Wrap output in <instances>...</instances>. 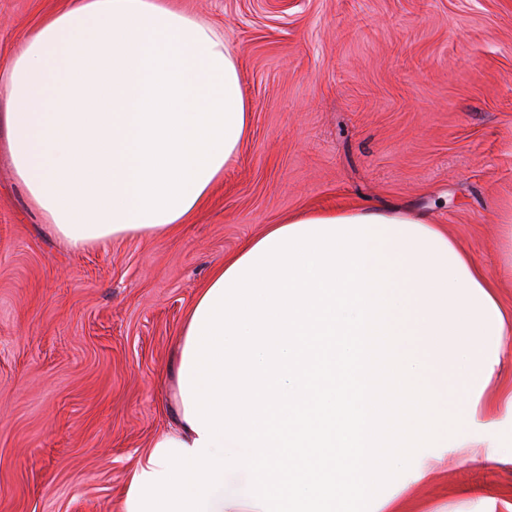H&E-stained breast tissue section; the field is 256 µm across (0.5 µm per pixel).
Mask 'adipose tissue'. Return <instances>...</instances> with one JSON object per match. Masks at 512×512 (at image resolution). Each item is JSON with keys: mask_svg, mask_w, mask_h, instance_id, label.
<instances>
[{"mask_svg": "<svg viewBox=\"0 0 512 512\" xmlns=\"http://www.w3.org/2000/svg\"><path fill=\"white\" fill-rule=\"evenodd\" d=\"M251 120L223 36L172 0H61L0 78L14 174L76 250L185 223ZM506 281L512 258L488 274L443 225L397 207L268 225L188 309L175 425L139 459L123 512H375L374 336L415 392L424 447L512 464Z\"/></svg>", "mask_w": 512, "mask_h": 512, "instance_id": "obj_1", "label": "adipose tissue"}]
</instances>
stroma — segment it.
<instances>
[{"label":"stroma","mask_w":512,"mask_h":512,"mask_svg":"<svg viewBox=\"0 0 512 512\" xmlns=\"http://www.w3.org/2000/svg\"><path fill=\"white\" fill-rule=\"evenodd\" d=\"M224 35L252 126L172 234L74 250L0 148V512H122L173 423L184 316L212 268L306 208L400 206L495 272L512 238V0H180ZM58 0H0V69ZM426 469V482L414 481ZM378 512H486L512 465L423 448Z\"/></svg>","instance_id":"1"}]
</instances>
